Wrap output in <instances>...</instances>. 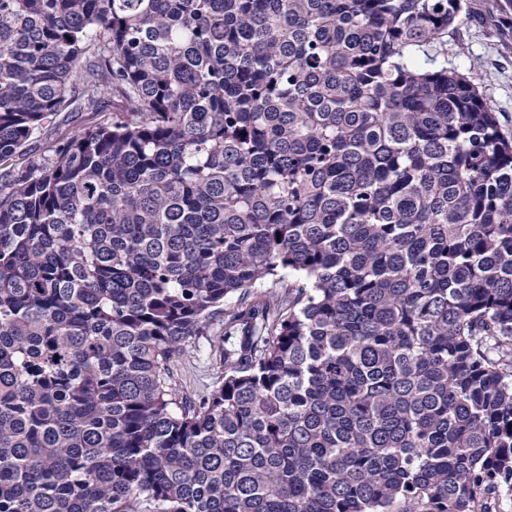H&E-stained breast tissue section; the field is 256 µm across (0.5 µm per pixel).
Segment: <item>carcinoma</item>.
<instances>
[{"instance_id":"carcinoma-1","label":"carcinoma","mask_w":512,"mask_h":512,"mask_svg":"<svg viewBox=\"0 0 512 512\" xmlns=\"http://www.w3.org/2000/svg\"><path fill=\"white\" fill-rule=\"evenodd\" d=\"M468 10L0 0V512H496L512 140ZM212 363L205 343L202 351L191 354L172 366L173 379L178 386L180 397L198 399L214 385L220 373L212 367Z\"/></svg>"}]
</instances>
